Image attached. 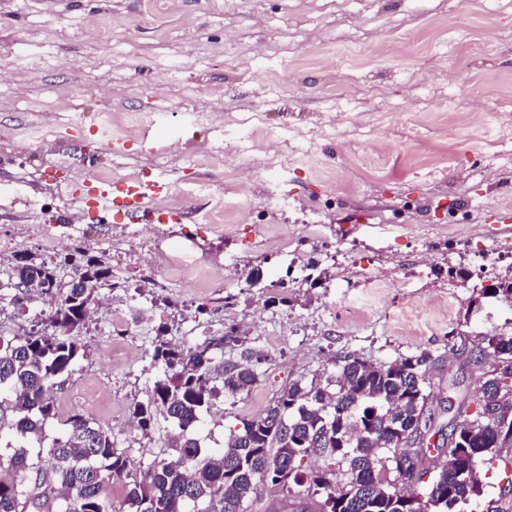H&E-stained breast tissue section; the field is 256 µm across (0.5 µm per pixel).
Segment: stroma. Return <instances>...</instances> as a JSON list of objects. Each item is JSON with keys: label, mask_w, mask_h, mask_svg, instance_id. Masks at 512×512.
Returning a JSON list of instances; mask_svg holds the SVG:
<instances>
[{"label": "stroma", "mask_w": 512, "mask_h": 512, "mask_svg": "<svg viewBox=\"0 0 512 512\" xmlns=\"http://www.w3.org/2000/svg\"><path fill=\"white\" fill-rule=\"evenodd\" d=\"M0 55V179L15 188L0 193V280L15 251L59 259L48 222L73 210L75 190L84 232L71 247L120 264L129 281L96 290L60 418L109 427L133 469L163 457L172 426L142 437L127 408L151 396L162 322L187 347L224 337L225 361L246 348L261 357L250 391L204 417L198 435L211 448L348 354L389 363L429 353L436 430L475 396L486 368L471 350L512 334V305L485 294L512 281V0H0ZM51 94L58 111H33ZM144 112L161 127L147 139L112 127L122 155L92 131L105 114ZM70 113L74 129L43 139ZM444 151L452 167L434 165ZM87 155L116 187L161 173L176 188L205 184L166 238L234 258L233 287L204 298L190 280L158 287L152 237L126 238L125 214L87 198ZM218 194L241 211L222 239L202 220ZM264 224L287 225L288 246L261 244ZM308 224L329 230L313 238ZM490 251L500 263L480 267ZM254 270L258 288L246 285ZM377 276L392 283L379 303L366 292ZM351 305L363 320L345 318ZM116 306L128 308L138 346L127 362L103 355ZM91 380L111 407L83 401Z\"/></svg>", "instance_id": "obj_1"}]
</instances>
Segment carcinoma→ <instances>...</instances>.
<instances>
[{"mask_svg":"<svg viewBox=\"0 0 512 512\" xmlns=\"http://www.w3.org/2000/svg\"><path fill=\"white\" fill-rule=\"evenodd\" d=\"M77 280L73 288L53 287L56 264L28 256L11 279L21 285L12 303L21 311L41 299L54 310L28 332L0 335V512H248L269 472L288 467L298 485L308 482L314 498L302 512H464L480 493L477 463L512 469V400L500 395L501 375L487 371L481 389L485 406L448 433L446 460L433 471L428 449L399 447L400 433H417L429 403V355L376 364L355 355L338 361L325 382H296L282 390L265 412L230 429L224 447L210 451L196 437L204 414L221 399L251 389L260 356L216 360L210 345L185 347L157 337L152 361L160 368L152 396L128 410L146 436L159 420L177 427L166 457L133 472L109 427L73 414L64 430L49 437L59 419L56 394L85 350L71 333L85 323L95 289L112 284V267L81 249L60 257ZM487 348L512 359V336L486 338ZM281 416L290 434H270L266 422ZM48 447L49 468L30 448ZM400 453L414 459L409 473L389 477ZM311 461L303 467V460ZM118 484L119 505L102 496ZM423 500L410 498L412 487Z\"/></svg>","mask_w":512,"mask_h":512,"instance_id":"obj_1","label":"carcinoma"}]
</instances>
